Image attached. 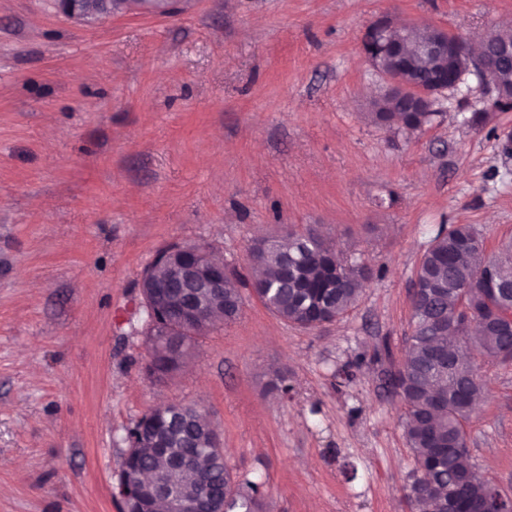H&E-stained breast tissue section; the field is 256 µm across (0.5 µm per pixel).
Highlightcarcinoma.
Listing matches in <instances>:
<instances>
[{"label": "carcinoma", "instance_id": "cac0c4a2", "mask_svg": "<svg viewBox=\"0 0 512 512\" xmlns=\"http://www.w3.org/2000/svg\"><path fill=\"white\" fill-rule=\"evenodd\" d=\"M408 66L415 78L428 86L435 65L412 54ZM394 101L383 98L375 104L372 119L384 127L398 123L408 130L431 124L436 112H404L395 120ZM483 240L470 224L442 228L423 254L415 277L428 283L430 296L411 302L412 332L409 353L398 364V376L391 386L404 409V437L414 459L415 469L409 485L408 500L415 512L423 504L448 507L452 492L468 502L471 512H481L486 482L476 476L467 448H458L442 457L438 449L448 447L464 433V426L478 409L484 386L475 360L459 361L455 353L468 347L482 359L497 360L512 329L501 324L495 312L512 308V292L491 297L480 288L479 277L486 264L494 276L512 283V251L489 257L480 250ZM249 266L266 271L255 275L246 286L266 307L283 320L309 329L344 315L357 301L359 285L378 276L365 262H342L335 248L316 230L305 234L263 238L247 247ZM237 273L224 281V320L233 321L241 313L243 297L236 283ZM466 290L468 306L481 314L482 322L467 338L457 337L451 327L458 325L460 290ZM210 325L201 323L192 334L182 337L179 349L170 347L168 338L156 337L155 351L148 367L160 381L174 372L187 356L192 342L204 335ZM188 421L199 430L188 451L195 454L192 468L175 474V494L181 498L209 496L220 512H263L260 486L241 485L234 480L226 460L216 455L208 437L203 412L195 404L186 406ZM165 431L181 443L188 434L185 425L169 416L149 411L127 430L126 440L137 434L149 436ZM122 465L130 470L168 469V461L151 448H138L125 456Z\"/></svg>", "mask_w": 512, "mask_h": 512}]
</instances>
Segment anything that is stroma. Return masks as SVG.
Returning a JSON list of instances; mask_svg holds the SVG:
<instances>
[{"label":"stroma","instance_id":"35a3bbf8","mask_svg":"<svg viewBox=\"0 0 512 512\" xmlns=\"http://www.w3.org/2000/svg\"><path fill=\"white\" fill-rule=\"evenodd\" d=\"M380 19L476 41L512 30V0H171L95 23L0 0V512H120L127 430L170 403L205 412L264 512H410L387 376L439 225L512 244V111L468 125L490 98L471 77L422 130L376 125ZM310 226L381 272L347 313L303 329L243 290L152 380L139 282L159 251L203 241L243 272L252 240ZM482 374L471 462L512 496V361Z\"/></svg>","mask_w":512,"mask_h":512}]
</instances>
